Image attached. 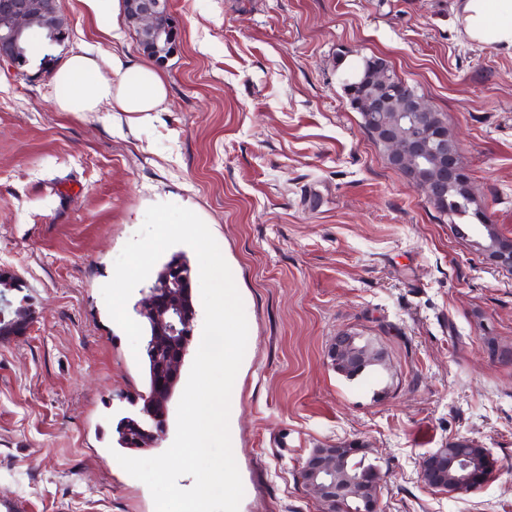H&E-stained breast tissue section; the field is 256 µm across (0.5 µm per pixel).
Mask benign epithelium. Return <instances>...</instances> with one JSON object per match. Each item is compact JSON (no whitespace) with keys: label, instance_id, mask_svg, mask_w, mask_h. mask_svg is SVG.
Here are the masks:
<instances>
[{"label":"benign epithelium","instance_id":"7a95c632","mask_svg":"<svg viewBox=\"0 0 512 512\" xmlns=\"http://www.w3.org/2000/svg\"><path fill=\"white\" fill-rule=\"evenodd\" d=\"M124 15L135 28L143 53L157 65H162L180 49L176 26L172 22L169 0H122ZM38 31L45 36L62 39L67 33L66 19L61 13L59 0H0V61L20 66L24 59L18 52L21 42L29 34ZM392 67L382 62L374 75L376 96L373 112L368 119L382 123L384 105L390 101L399 105L400 129L384 133L387 158L394 168L409 161L419 165L434 156L442 160L438 177L413 182L429 203L445 198L448 179L466 174L458 147L448 148V134L428 123L433 108L412 91L407 82L391 77ZM493 260L503 267H512V238L502 237L492 241ZM155 313L168 317L166 344L170 358L180 361L182 352L173 340L180 333L182 309L179 302L170 298L162 304L151 302ZM335 365H344L353 376L362 375L371 364L385 367L386 355L372 339L358 334L343 333L336 337L330 353ZM355 452L340 446L314 448L299 471L304 488L315 495L324 505V512H341L342 500L353 497L362 502L359 512H381L380 474L364 471L352 464ZM467 449L459 448L448 456V448H437L423 457L420 464L421 480L431 489L450 495L470 491L488 479L492 462L473 469L469 465ZM453 465L467 472L466 480L458 487L442 483L440 468Z\"/></svg>","mask_w":512,"mask_h":512}]
</instances>
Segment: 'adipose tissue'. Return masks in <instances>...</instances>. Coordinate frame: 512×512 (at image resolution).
Masks as SVG:
<instances>
[{
  "label": "adipose tissue",
  "instance_id": "ef3b65f1",
  "mask_svg": "<svg viewBox=\"0 0 512 512\" xmlns=\"http://www.w3.org/2000/svg\"><path fill=\"white\" fill-rule=\"evenodd\" d=\"M465 38L512 53V0H456ZM54 103L62 112H161L167 99L162 75L120 57L104 63L89 50L70 53L54 75Z\"/></svg>",
  "mask_w": 512,
  "mask_h": 512
}]
</instances>
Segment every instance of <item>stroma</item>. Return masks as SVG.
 Segmentation results:
<instances>
[{"instance_id": "1", "label": "stroma", "mask_w": 512, "mask_h": 512, "mask_svg": "<svg viewBox=\"0 0 512 512\" xmlns=\"http://www.w3.org/2000/svg\"><path fill=\"white\" fill-rule=\"evenodd\" d=\"M68 36L0 64V271L26 329L0 340V487L30 512H155L109 450L142 384L102 283L147 209L208 226L242 297L246 356L230 435L239 512H322L312 448L379 458L383 512H512V269L458 238L364 133L343 71L386 58L448 130L498 231L512 237V54L467 42L454 0H171L181 51L165 111L61 112L53 77L89 47L145 57L60 0ZM374 339L384 369L349 381L336 336ZM468 439L490 478L442 494L423 457Z\"/></svg>"}]
</instances>
